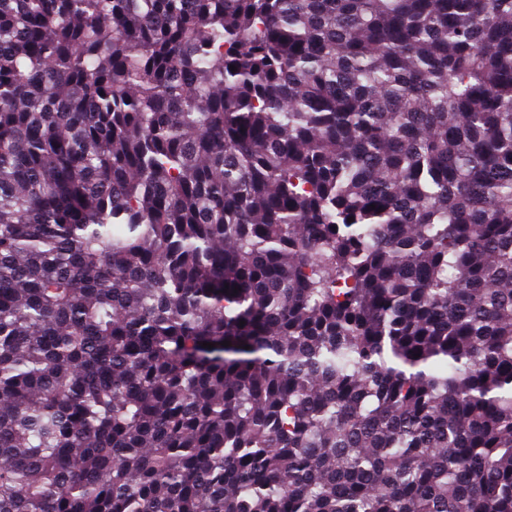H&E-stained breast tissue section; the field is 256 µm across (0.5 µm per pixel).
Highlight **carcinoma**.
Instances as JSON below:
<instances>
[{
    "mask_svg": "<svg viewBox=\"0 0 512 512\" xmlns=\"http://www.w3.org/2000/svg\"><path fill=\"white\" fill-rule=\"evenodd\" d=\"M0 512H512V0H0Z\"/></svg>",
    "mask_w": 512,
    "mask_h": 512,
    "instance_id": "1",
    "label": "carcinoma"
}]
</instances>
